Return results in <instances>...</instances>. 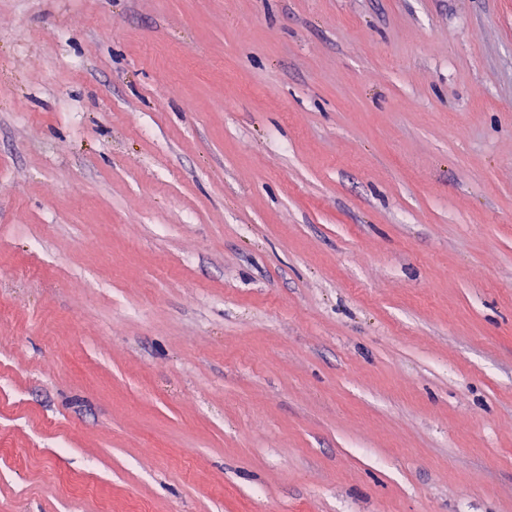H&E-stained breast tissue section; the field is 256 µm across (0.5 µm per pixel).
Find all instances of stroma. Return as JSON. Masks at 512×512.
I'll use <instances>...</instances> for the list:
<instances>
[{
    "label": "stroma",
    "instance_id": "1",
    "mask_svg": "<svg viewBox=\"0 0 512 512\" xmlns=\"http://www.w3.org/2000/svg\"><path fill=\"white\" fill-rule=\"evenodd\" d=\"M0 512H512V0H0Z\"/></svg>",
    "mask_w": 512,
    "mask_h": 512
}]
</instances>
